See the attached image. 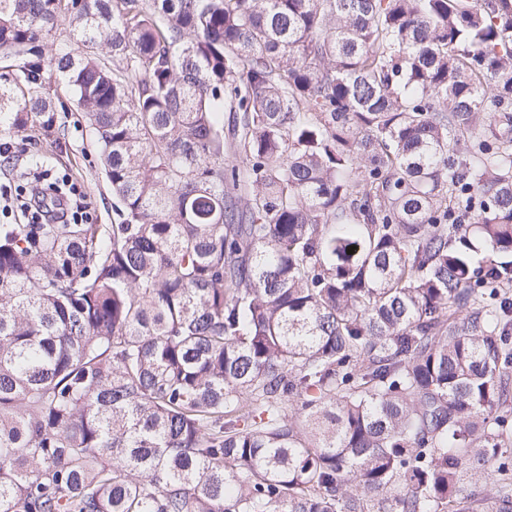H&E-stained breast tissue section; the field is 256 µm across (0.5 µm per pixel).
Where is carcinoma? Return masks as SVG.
Segmentation results:
<instances>
[{
    "instance_id": "cac0c4a2",
    "label": "carcinoma",
    "mask_w": 512,
    "mask_h": 512,
    "mask_svg": "<svg viewBox=\"0 0 512 512\" xmlns=\"http://www.w3.org/2000/svg\"><path fill=\"white\" fill-rule=\"evenodd\" d=\"M0 53L115 213L0 224V512H512V0H0Z\"/></svg>"
}]
</instances>
